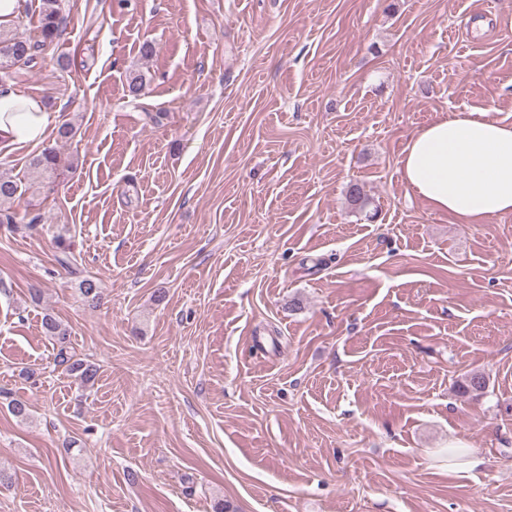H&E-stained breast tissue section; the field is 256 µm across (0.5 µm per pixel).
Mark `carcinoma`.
I'll return each instance as SVG.
<instances>
[{"instance_id": "carcinoma-1", "label": "carcinoma", "mask_w": 512, "mask_h": 512, "mask_svg": "<svg viewBox=\"0 0 512 512\" xmlns=\"http://www.w3.org/2000/svg\"><path fill=\"white\" fill-rule=\"evenodd\" d=\"M37 12L39 36L33 40L22 33L11 35L0 34V83L13 81L17 75L36 64V59L48 48L58 42L66 30V18L60 7V0H39L38 6H33V0H25L24 14ZM30 165L41 175L45 176L48 183H54L61 172L73 168V161L62 159L53 147H46L40 153L33 156ZM24 194L21 183L11 176L0 175V205L11 203ZM347 200L356 211L366 209L369 199L360 185H349ZM79 291L86 302L95 304L100 298L97 282L91 277H84L79 281ZM45 335L54 339L59 348L55 356L57 363L65 366L67 373L74 377L82 386H88L95 382L97 377L96 366L81 359L74 358L68 350V329L64 324L51 315H46L42 320ZM487 386L484 374L471 372L464 376L458 384L459 392L465 395H481Z\"/></svg>"}]
</instances>
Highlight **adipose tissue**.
<instances>
[{"instance_id":"ef3b65f1","label":"adipose tissue","mask_w":512,"mask_h":512,"mask_svg":"<svg viewBox=\"0 0 512 512\" xmlns=\"http://www.w3.org/2000/svg\"><path fill=\"white\" fill-rule=\"evenodd\" d=\"M53 118L42 100L0 87V150L38 144ZM404 182L433 210L476 224L512 212V124L460 112L413 133Z\"/></svg>"}]
</instances>
